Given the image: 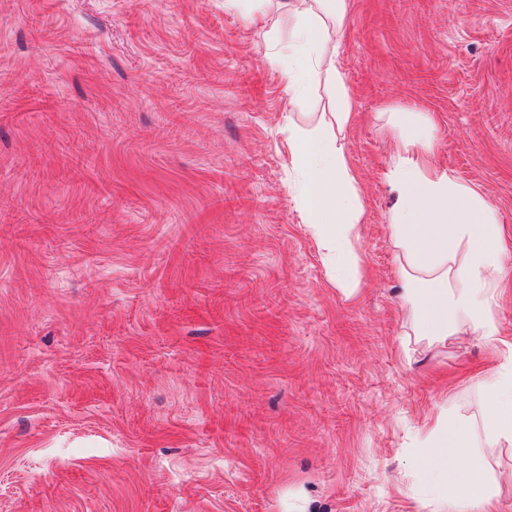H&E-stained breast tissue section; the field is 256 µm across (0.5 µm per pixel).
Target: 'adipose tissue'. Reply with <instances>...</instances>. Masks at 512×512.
<instances>
[{
  "label": "adipose tissue",
  "mask_w": 512,
  "mask_h": 512,
  "mask_svg": "<svg viewBox=\"0 0 512 512\" xmlns=\"http://www.w3.org/2000/svg\"><path fill=\"white\" fill-rule=\"evenodd\" d=\"M280 13L296 17L288 44V92L298 97L322 80L335 99L333 130L288 131V157L301 178L296 203L323 251L333 283L345 297L360 286V224L364 208L350 167L343 132L353 116L352 98L336 65L328 27H342L349 0H277ZM395 146L389 182L397 194L387 228L396 249L399 301L413 336L432 344L467 331L496 343L497 285L502 275L496 210L486 198L430 162L435 126L428 115L390 113ZM489 410L483 433L489 445L512 444V360L482 383ZM472 428L452 409L435 419L422 441L420 463L432 479L437 512H484L499 482L478 457L461 459Z\"/></svg>",
  "instance_id": "adipose-tissue-1"
}]
</instances>
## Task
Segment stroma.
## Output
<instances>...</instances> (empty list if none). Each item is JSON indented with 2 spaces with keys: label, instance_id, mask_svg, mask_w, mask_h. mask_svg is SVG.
Instances as JSON below:
<instances>
[{
  "label": "stroma",
  "instance_id": "35a3bbf8",
  "mask_svg": "<svg viewBox=\"0 0 512 512\" xmlns=\"http://www.w3.org/2000/svg\"><path fill=\"white\" fill-rule=\"evenodd\" d=\"M266 0H0V512H435L445 408L490 474L481 379L512 355V0H350L337 65L359 294L289 188L300 99ZM502 227L500 340L407 336L384 113ZM50 214L54 223H42Z\"/></svg>",
  "mask_w": 512,
  "mask_h": 512
}]
</instances>
